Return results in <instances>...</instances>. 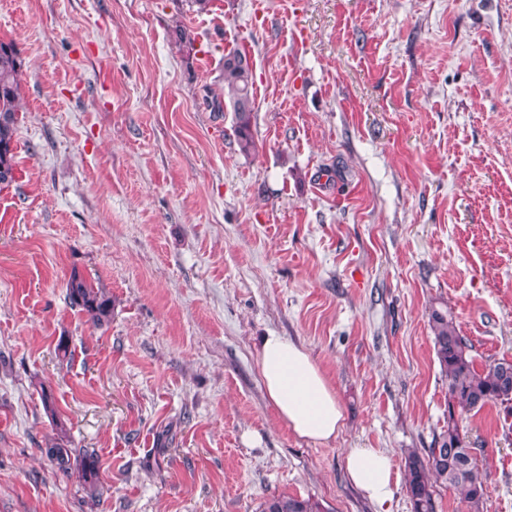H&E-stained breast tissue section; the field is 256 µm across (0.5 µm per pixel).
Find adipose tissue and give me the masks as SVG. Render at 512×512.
Returning a JSON list of instances; mask_svg holds the SVG:
<instances>
[{
    "label": "adipose tissue",
    "mask_w": 512,
    "mask_h": 512,
    "mask_svg": "<svg viewBox=\"0 0 512 512\" xmlns=\"http://www.w3.org/2000/svg\"><path fill=\"white\" fill-rule=\"evenodd\" d=\"M258 365L270 401L297 436L313 441L335 438L342 411L325 377L308 353L276 333L258 348ZM351 481L372 501L384 504L392 494V461L376 448H354L346 456Z\"/></svg>",
    "instance_id": "obj_1"
}]
</instances>
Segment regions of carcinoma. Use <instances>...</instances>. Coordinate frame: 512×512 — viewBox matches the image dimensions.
I'll return each instance as SVG.
<instances>
[{
  "instance_id": "1",
  "label": "carcinoma",
  "mask_w": 512,
  "mask_h": 512,
  "mask_svg": "<svg viewBox=\"0 0 512 512\" xmlns=\"http://www.w3.org/2000/svg\"><path fill=\"white\" fill-rule=\"evenodd\" d=\"M22 61L10 42L0 41V184L13 181L15 137L21 111L19 84ZM221 78L224 95L232 106L235 133L241 152L255 148L252 133V69L247 52L234 49L224 55ZM71 306L83 312L95 326L112 318V299L79 272L67 283ZM434 351L448 379V421L433 438L430 447L409 448L404 455V476L412 512H436L434 487L441 484L462 496L470 512H483L489 499L487 475L479 467L460 429L462 415L489 403H512V361H493L477 369L464 338L460 336L448 309L434 307L429 314ZM46 458L64 473L76 464L87 497H99L97 456L82 448H66L58 442L42 449ZM260 512H324L317 501L291 495H272L260 505Z\"/></svg>"
}]
</instances>
